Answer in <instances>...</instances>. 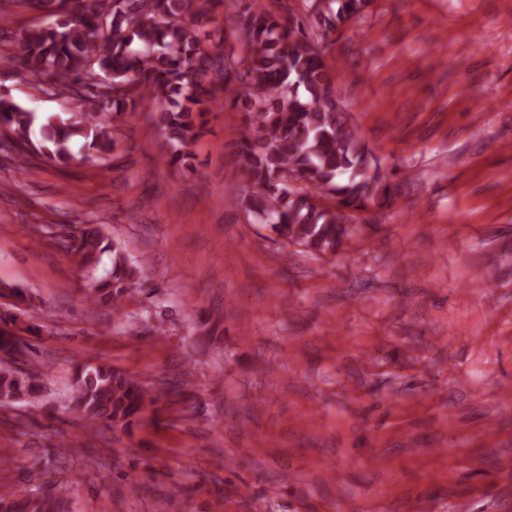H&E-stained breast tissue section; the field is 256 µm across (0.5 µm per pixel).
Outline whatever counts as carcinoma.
Wrapping results in <instances>:
<instances>
[{"label":"carcinoma","instance_id":"obj_1","mask_svg":"<svg viewBox=\"0 0 512 512\" xmlns=\"http://www.w3.org/2000/svg\"><path fill=\"white\" fill-rule=\"evenodd\" d=\"M31 11L54 5L62 20L16 30L7 60L71 100L61 115L40 117L12 98L0 97V125L19 147L17 170L31 174L25 151L64 166L76 159L71 142L84 140V160L115 151L111 120L126 108L154 112L161 157L170 168L191 165V146L223 95L247 115L239 142V168L250 186L244 208L295 245L321 255L336 253L368 202L394 197L389 179L355 133L337 102L315 38L322 40L352 19L364 0H321L316 28L289 12L273 13L260 0H234L232 28L224 0H17ZM245 51L228 46V32ZM61 248L83 270L112 252L106 278L86 285V298L120 312L139 268L101 228L71 226ZM30 375L0 370V402L37 400ZM155 398L149 388L110 367L77 366L69 410L88 426H129ZM56 489H36L0 506V512H56Z\"/></svg>","mask_w":512,"mask_h":512}]
</instances>
